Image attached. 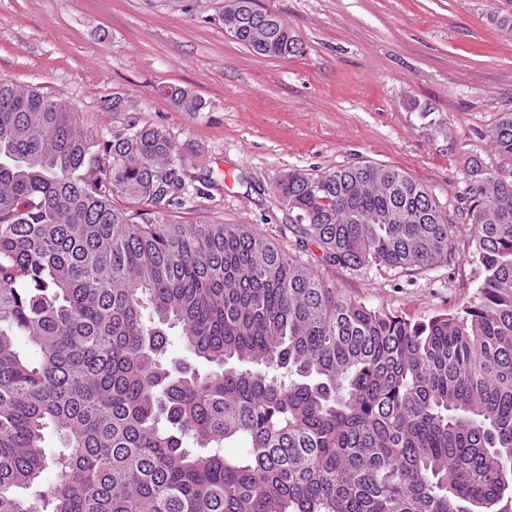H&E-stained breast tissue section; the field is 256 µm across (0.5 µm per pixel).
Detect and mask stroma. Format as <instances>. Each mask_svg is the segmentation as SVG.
<instances>
[{"label": "stroma", "mask_w": 512, "mask_h": 512, "mask_svg": "<svg viewBox=\"0 0 512 512\" xmlns=\"http://www.w3.org/2000/svg\"><path fill=\"white\" fill-rule=\"evenodd\" d=\"M301 40L303 55L263 57L230 36L224 0H0V79L65 99L86 127L123 123L113 94L141 121L203 148L204 193L181 224H244L295 249L294 218L275 179L362 162L426 185L460 236L448 265L415 272L302 259L371 307L416 319L452 312L484 279L472 256L464 162L499 159L487 131L512 113V0H259ZM201 97L178 109L162 88Z\"/></svg>", "instance_id": "obj_1"}]
</instances>
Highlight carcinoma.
I'll return each mask as SVG.
<instances>
[{
	"instance_id": "cac0c4a2",
	"label": "carcinoma",
	"mask_w": 512,
	"mask_h": 512,
	"mask_svg": "<svg viewBox=\"0 0 512 512\" xmlns=\"http://www.w3.org/2000/svg\"><path fill=\"white\" fill-rule=\"evenodd\" d=\"M221 21L260 56L304 53L256 0ZM112 111L130 117L106 139L0 80V512H512V113L488 130L502 164L464 168L479 294L411 319L240 224L176 223L202 150L129 96ZM276 190L329 265L455 257L457 226L394 166ZM172 324L195 364L165 358Z\"/></svg>"
}]
</instances>
